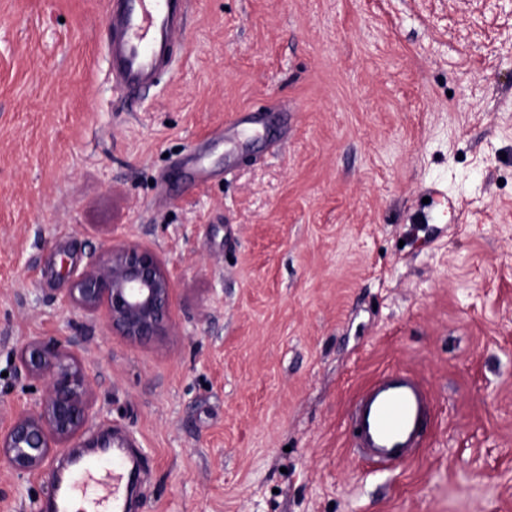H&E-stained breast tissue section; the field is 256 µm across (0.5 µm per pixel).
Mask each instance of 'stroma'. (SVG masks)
Here are the masks:
<instances>
[{"label":"stroma","instance_id":"obj_1","mask_svg":"<svg viewBox=\"0 0 512 512\" xmlns=\"http://www.w3.org/2000/svg\"><path fill=\"white\" fill-rule=\"evenodd\" d=\"M105 4L0 0V418L26 403L22 342L74 336L90 434L144 459L137 512H512V13L193 0L176 67L132 102ZM124 239L174 283L152 345L64 303ZM391 369L435 413L383 466L350 412ZM51 493L0 462V512Z\"/></svg>","mask_w":512,"mask_h":512}]
</instances>
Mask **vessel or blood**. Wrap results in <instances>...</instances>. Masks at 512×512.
<instances>
[{"mask_svg": "<svg viewBox=\"0 0 512 512\" xmlns=\"http://www.w3.org/2000/svg\"><path fill=\"white\" fill-rule=\"evenodd\" d=\"M111 39L107 44L109 72L116 91L135 97L152 88L177 59L176 37L184 28L190 0H106ZM433 410L424 385L403 371L382 373L358 396L351 415L354 445L365 460L401 464L422 447ZM140 469L125 449L112 451V479L99 483V464L87 463L78 478L67 479L62 506L102 487L109 512H128L127 491Z\"/></svg>", "mask_w": 512, "mask_h": 512, "instance_id": "1", "label": "vessel or blood"}]
</instances>
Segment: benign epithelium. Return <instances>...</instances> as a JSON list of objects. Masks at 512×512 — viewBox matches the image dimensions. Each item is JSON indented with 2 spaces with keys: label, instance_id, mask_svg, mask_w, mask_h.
Listing matches in <instances>:
<instances>
[{
  "label": "benign epithelium",
  "instance_id": "obj_1",
  "mask_svg": "<svg viewBox=\"0 0 512 512\" xmlns=\"http://www.w3.org/2000/svg\"><path fill=\"white\" fill-rule=\"evenodd\" d=\"M173 282L156 253L125 240L94 254L72 273L66 303L133 343L166 335ZM30 381L28 401L0 422V457L19 477L44 475L54 484L56 460L76 464L103 448V436L85 438L96 415L95 378L71 338L34 336L17 352Z\"/></svg>",
  "mask_w": 512,
  "mask_h": 512
}]
</instances>
